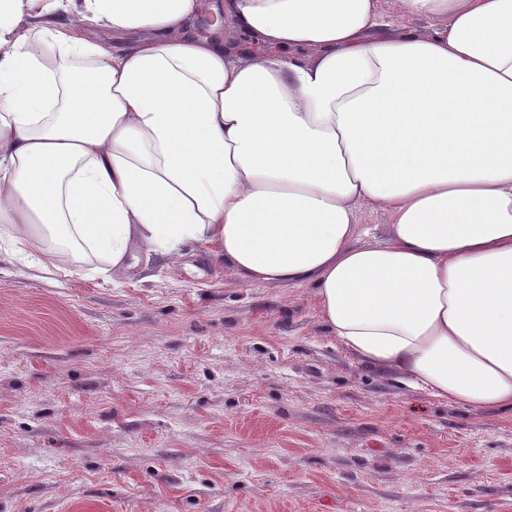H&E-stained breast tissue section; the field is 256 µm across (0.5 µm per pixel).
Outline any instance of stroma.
<instances>
[{
    "instance_id": "obj_1",
    "label": "stroma",
    "mask_w": 512,
    "mask_h": 512,
    "mask_svg": "<svg viewBox=\"0 0 512 512\" xmlns=\"http://www.w3.org/2000/svg\"><path fill=\"white\" fill-rule=\"evenodd\" d=\"M0 512H512V410L376 370L311 289L0 241Z\"/></svg>"
}]
</instances>
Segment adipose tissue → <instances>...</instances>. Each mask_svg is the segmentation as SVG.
I'll return each mask as SVG.
<instances>
[{"label": "adipose tissue", "instance_id": "ef3b65f1", "mask_svg": "<svg viewBox=\"0 0 512 512\" xmlns=\"http://www.w3.org/2000/svg\"><path fill=\"white\" fill-rule=\"evenodd\" d=\"M203 7L0 0V238L45 272L198 246L312 288L369 367L512 408V0H215L210 37Z\"/></svg>", "mask_w": 512, "mask_h": 512}]
</instances>
